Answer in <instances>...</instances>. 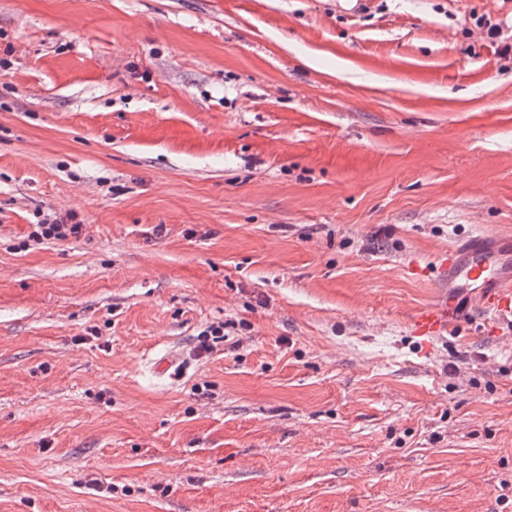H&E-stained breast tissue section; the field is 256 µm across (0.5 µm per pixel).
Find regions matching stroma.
Returning a JSON list of instances; mask_svg holds the SVG:
<instances>
[{
    "label": "stroma",
    "mask_w": 512,
    "mask_h": 512,
    "mask_svg": "<svg viewBox=\"0 0 512 512\" xmlns=\"http://www.w3.org/2000/svg\"><path fill=\"white\" fill-rule=\"evenodd\" d=\"M481 17L0 0V512H512V322L409 327L512 234Z\"/></svg>",
    "instance_id": "1"
}]
</instances>
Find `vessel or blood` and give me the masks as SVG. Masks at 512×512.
Masks as SVG:
<instances>
[{"instance_id":"1","label":"vessel or blood","mask_w":512,"mask_h":512,"mask_svg":"<svg viewBox=\"0 0 512 512\" xmlns=\"http://www.w3.org/2000/svg\"><path fill=\"white\" fill-rule=\"evenodd\" d=\"M434 298L410 318L417 336L435 339L464 317L512 314V238L494 233L455 242L438 253Z\"/></svg>"}]
</instances>
